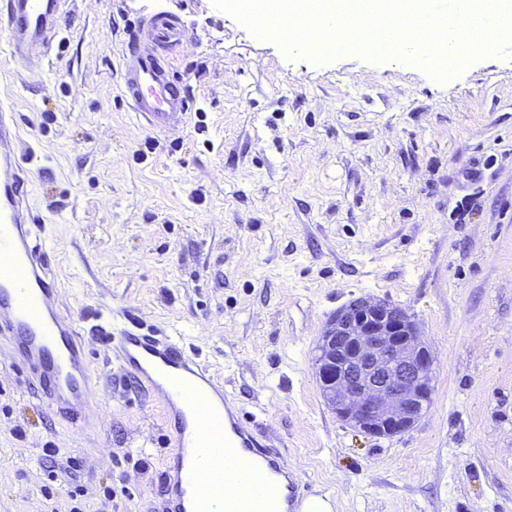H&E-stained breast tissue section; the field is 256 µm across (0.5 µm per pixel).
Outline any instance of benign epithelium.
I'll return each mask as SVG.
<instances>
[{"label":"benign epithelium","mask_w":512,"mask_h":512,"mask_svg":"<svg viewBox=\"0 0 512 512\" xmlns=\"http://www.w3.org/2000/svg\"><path fill=\"white\" fill-rule=\"evenodd\" d=\"M318 377L336 414L365 432L397 435L432 397V355L404 309L362 298L336 312L320 341Z\"/></svg>","instance_id":"benign-epithelium-1"}]
</instances>
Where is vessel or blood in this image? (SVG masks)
Listing matches in <instances>:
<instances>
[{"label":"vessel or blood","mask_w":512,"mask_h":512,"mask_svg":"<svg viewBox=\"0 0 512 512\" xmlns=\"http://www.w3.org/2000/svg\"><path fill=\"white\" fill-rule=\"evenodd\" d=\"M68 0H0L10 56L22 67L40 66L62 42L61 21ZM179 18L160 11L144 17L122 55L121 89L131 109L152 130L185 124L187 90L171 75L170 53L181 43ZM33 182L20 149V120L0 104V339L6 340L26 386L45 412L77 427L94 403L98 380L91 342L108 350L117 369L161 404L170 461L164 462L165 512H242L251 499L249 479L221 472L212 494L197 479L213 456L205 424L223 428L226 458L245 459L251 472L273 478L280 512H299L303 488L282 462V452L251 419L191 345L146 324L133 311L122 316L101 304L80 315L63 304L62 285L40 241L42 218L30 199Z\"/></svg>","instance_id":"b4317fda"}]
</instances>
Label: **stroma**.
<instances>
[{"instance_id":"obj_1","label":"stroma","mask_w":512,"mask_h":512,"mask_svg":"<svg viewBox=\"0 0 512 512\" xmlns=\"http://www.w3.org/2000/svg\"><path fill=\"white\" fill-rule=\"evenodd\" d=\"M176 14L192 108L152 131L120 90L137 18ZM0 101L72 315L127 308L193 343L333 512H512V56L443 80L345 52L288 56L213 0H71L36 72L0 52ZM371 296L434 357L407 431H355L316 373L322 331ZM97 426L42 412L0 354V512H164L167 431L95 349Z\"/></svg>"}]
</instances>
